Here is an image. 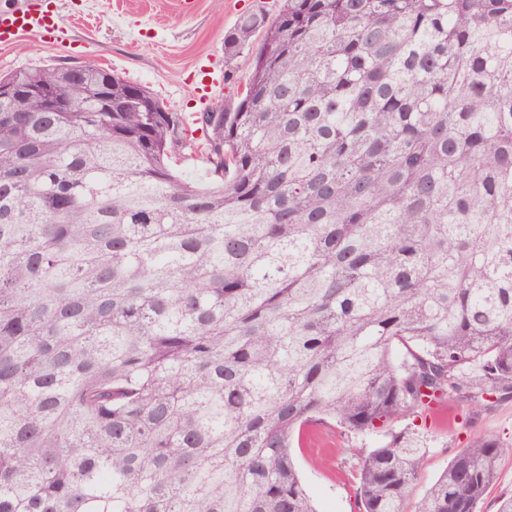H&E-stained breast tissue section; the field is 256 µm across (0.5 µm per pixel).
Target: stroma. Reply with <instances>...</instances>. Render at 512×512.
I'll return each instance as SVG.
<instances>
[{
    "label": "stroma",
    "mask_w": 512,
    "mask_h": 512,
    "mask_svg": "<svg viewBox=\"0 0 512 512\" xmlns=\"http://www.w3.org/2000/svg\"><path fill=\"white\" fill-rule=\"evenodd\" d=\"M57 40L37 34L0 46V74L44 65L95 64L149 88L172 112L228 108L238 101L249 74L247 57H224V38L250 12L275 14L276 0H54ZM232 80H225V73ZM417 425L429 440L425 467L404 505L416 512L426 489L456 452L491 436L504 448L499 479L483 512H495L499 495L512 493V400L489 407L466 404L437 409L427 421L405 418L395 429ZM312 439L294 449L317 512H356L360 453L376 444L343 435L332 425L312 428Z\"/></svg>",
    "instance_id": "35a3bbf8"
}]
</instances>
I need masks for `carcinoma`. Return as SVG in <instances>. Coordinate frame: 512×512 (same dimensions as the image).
Here are the masks:
<instances>
[{"mask_svg": "<svg viewBox=\"0 0 512 512\" xmlns=\"http://www.w3.org/2000/svg\"><path fill=\"white\" fill-rule=\"evenodd\" d=\"M245 51L223 112L0 76V512H316L317 424L383 436L355 504L403 512L429 447L390 424L512 398V0H281ZM502 453L418 512H480Z\"/></svg>", "mask_w": 512, "mask_h": 512, "instance_id": "obj_1", "label": "carcinoma"}]
</instances>
